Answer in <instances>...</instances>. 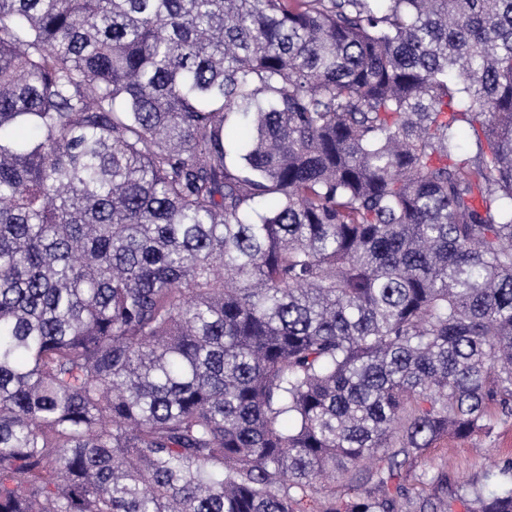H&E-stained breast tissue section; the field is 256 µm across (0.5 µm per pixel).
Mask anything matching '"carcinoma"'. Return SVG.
<instances>
[{
  "label": "carcinoma",
  "instance_id": "cac0c4a2",
  "mask_svg": "<svg viewBox=\"0 0 512 512\" xmlns=\"http://www.w3.org/2000/svg\"><path fill=\"white\" fill-rule=\"evenodd\" d=\"M498 414L512 0H0V512H512L401 483ZM347 493V485L341 478H336L335 482L326 483L323 487L322 493L313 495V497H306L301 503V512H316V503L321 499L324 494L329 496H343Z\"/></svg>",
  "mask_w": 512,
  "mask_h": 512
}]
</instances>
